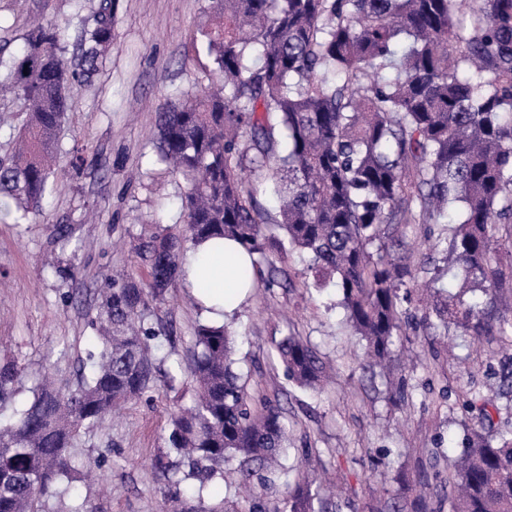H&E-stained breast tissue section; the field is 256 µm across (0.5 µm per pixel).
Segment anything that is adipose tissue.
<instances>
[{
  "label": "adipose tissue",
  "mask_w": 512,
  "mask_h": 512,
  "mask_svg": "<svg viewBox=\"0 0 512 512\" xmlns=\"http://www.w3.org/2000/svg\"><path fill=\"white\" fill-rule=\"evenodd\" d=\"M183 278L212 319L234 314L250 296L256 281L251 257L238 241L213 239L193 248Z\"/></svg>",
  "instance_id": "adipose-tissue-1"
}]
</instances>
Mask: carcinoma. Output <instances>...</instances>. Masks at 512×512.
I'll return each mask as SVG.
<instances>
[{
    "label": "carcinoma",
    "instance_id": "1",
    "mask_svg": "<svg viewBox=\"0 0 512 512\" xmlns=\"http://www.w3.org/2000/svg\"><path fill=\"white\" fill-rule=\"evenodd\" d=\"M115 0H99L94 23L75 38L80 58L60 56L66 25L32 27L0 61V88L24 100L18 145L0 159V223L36 214L53 174L57 132L71 93L87 83L112 42ZM194 51L217 82L158 114L159 161L182 176L183 232L136 247L151 280L102 291L91 368L75 390L41 378L31 404L0 419V512H42L44 498L71 489L81 431L155 383L172 389L186 370L190 406L171 417L168 453L155 467L171 512H239L206 506V483L239 459L243 484L265 487L285 468L288 430L278 400L252 406L233 370L224 326L203 324L187 367L162 370L143 320L183 276L186 244L232 237L263 259L280 243L259 185L243 171L267 170L289 245L319 279L336 277L347 318L366 342L367 367H387L401 329V290L412 278L395 255L406 224H438L463 211L445 250L473 291L503 286L492 264L496 226L512 224V0H207ZM469 15L471 23L460 17ZM377 246L376 251L370 247ZM480 336L512 333L479 303L438 312ZM288 380L315 390L323 366L297 336L277 344ZM22 368L0 360V404ZM450 512H512V433L478 435L448 470ZM288 512H322L316 479L286 480Z\"/></svg>",
    "mask_w": 512,
    "mask_h": 512
}]
</instances>
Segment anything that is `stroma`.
Wrapping results in <instances>:
<instances>
[{
  "instance_id": "obj_1",
  "label": "stroma",
  "mask_w": 512,
  "mask_h": 512,
  "mask_svg": "<svg viewBox=\"0 0 512 512\" xmlns=\"http://www.w3.org/2000/svg\"><path fill=\"white\" fill-rule=\"evenodd\" d=\"M99 0H0V44L19 47L32 25L55 20L71 31L91 25ZM204 0H117L112 44L91 82L78 88L57 135V169L39 214L0 223V358L23 370L11 403L32 402L44 371L75 385L88 366L91 320L102 289L148 283L135 248L150 235L183 230L184 180L158 159L156 121L167 104L204 88L212 64L196 56L193 33L207 16ZM451 206L440 224L404 228L417 280H434V301L471 300L463 274L436 248L460 220ZM255 288L224 326L233 337L234 368L253 398L279 399L290 439L286 464L324 466L342 488L339 512H368L388 479L402 502L434 479L431 512L446 490L436 476L489 428L512 430V390L502 391L491 419L473 400L500 385L512 368V346L497 335L475 336L456 325L434 329L420 317L401 321L390 374L365 368V342L345 321L334 282L318 283L308 259L283 247L258 264ZM277 285L268 286L269 277ZM209 318L184 282L154 304L145 327L168 362H189L192 336ZM307 341L326 374L321 391L289 382L276 345ZM188 385L156 386L116 417L83 433L76 454L101 462L98 481L46 499L43 512H164L153 468L166 450L168 420L188 404Z\"/></svg>"
}]
</instances>
